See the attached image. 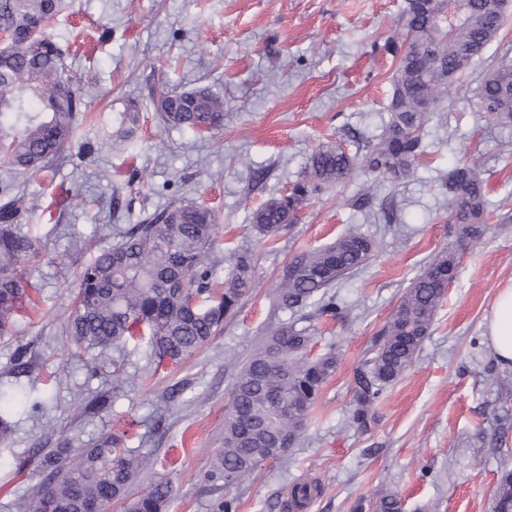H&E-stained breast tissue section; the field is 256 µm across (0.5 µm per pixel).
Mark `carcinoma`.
<instances>
[{
	"label": "carcinoma",
	"mask_w": 512,
	"mask_h": 512,
	"mask_svg": "<svg viewBox=\"0 0 512 512\" xmlns=\"http://www.w3.org/2000/svg\"><path fill=\"white\" fill-rule=\"evenodd\" d=\"M500 0H447L425 6L408 0L406 38L392 44L397 57L388 106L390 120L377 141L350 154L321 144L311 154L306 175L286 195L274 196L252 217L256 235L279 233L324 187L338 185L363 166L387 182L409 177L424 153L420 135L425 114L448 94V82L466 72L497 39L505 14ZM61 8L60 0H0V30L8 33L0 50V160L18 174L54 168L86 120L87 103L64 76L62 50L42 31ZM478 109L489 120L512 124V53L492 56L479 85ZM160 123L193 132L224 125V100L208 88L171 90L158 103ZM448 194L449 221L459 237L475 239L485 231L492 204L480 166L457 164L441 177ZM25 195L0 192V336L12 334L23 303L35 286L27 268L43 256L40 239L27 224ZM217 217L202 205L171 201L122 229L112 246L100 250L75 273L77 292L65 332L91 353L88 365L109 348L129 341L146 344L157 363L178 365L224 327L255 287L254 255L246 247L232 253L224 289H216L224 259L218 256ZM374 244L352 230L329 245L301 253L278 275L273 308L293 314L313 305L322 315L343 313L330 289L366 265ZM459 256L442 249L403 292L389 321L378 331L373 356L356 367L352 379L350 422L367 432L373 408L387 389L414 364L448 285L457 275ZM311 337L286 323L270 324L260 344L238 369L224 417V448L213 460L210 477L232 487L263 463L284 457L294 444L320 391L336 368L330 349L308 357ZM37 401L0 393V443L14 430L19 413L35 411ZM43 478L23 499L25 512L49 504L55 512H83L87 504L125 501L126 512H166L172 496L168 480L127 499L130 483L151 465V456L125 447L124 435L109 432L91 446L43 451ZM319 493L298 483L291 505ZM493 512H512V470L503 467L493 491ZM351 512H403L393 492L360 498Z\"/></svg>",
	"instance_id": "carcinoma-1"
}]
</instances>
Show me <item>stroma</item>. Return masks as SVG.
<instances>
[{
    "label": "stroma",
    "mask_w": 512,
    "mask_h": 512,
    "mask_svg": "<svg viewBox=\"0 0 512 512\" xmlns=\"http://www.w3.org/2000/svg\"><path fill=\"white\" fill-rule=\"evenodd\" d=\"M406 0H65L50 37L69 75L83 87L88 117L65 159L37 176L15 179L34 206L28 221L44 241V262L14 336L0 338V388H23L41 407L15 418L0 446V512L35 485L36 448H82L121 429L126 445L151 454L130 496L170 480L167 512H217L226 496L236 512H269L291 488L317 481L322 492L303 512H350L362 497L388 489L404 512H492L502 466L512 467V369L484 342L485 317L497 292L512 285V222L489 219L486 234L463 239L448 221L439 177L456 161L475 160L489 200L512 211V127L488 125L478 104L487 65L476 60L422 126L425 153L415 173L391 184L356 170L324 189L298 224L255 241L256 286L223 329L180 365L162 364L137 389L116 376L143 373L146 347L109 351L97 371L64 332L73 273L111 246L115 229L136 224L171 200L212 209L219 243L232 253L251 236L254 211L300 180L322 143L356 153L350 131L377 138L388 123L396 62L385 47L404 39ZM206 87L224 100L221 129L195 134L163 127L157 102L172 88ZM137 113L124 147L111 145L120 117ZM372 190L371 214L349 200ZM83 205H68L71 195ZM357 227L376 244L373 260L336 289L340 317L316 307L291 316L307 329L313 354L336 353L298 443L286 460L263 464L247 481L225 487L208 475L224 446V416L233 378L259 341L281 267L294 256ZM461 261L431 333L413 366L375 408L367 432L349 424L352 376L371 357L377 332L413 278L447 246ZM26 346L31 370L15 376L10 359ZM180 388L168 401L171 388ZM109 409L88 413L97 395Z\"/></svg>",
    "instance_id": "obj_1"
}]
</instances>
